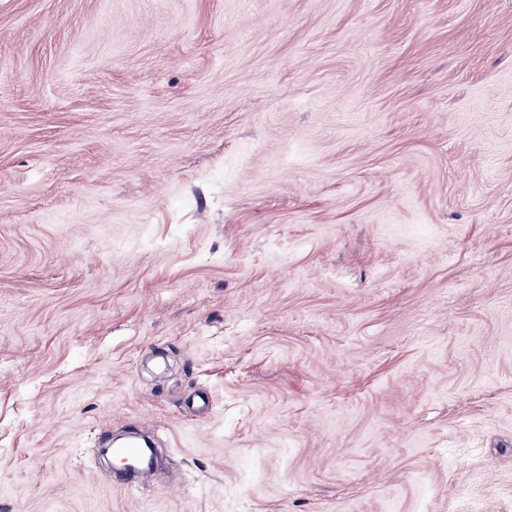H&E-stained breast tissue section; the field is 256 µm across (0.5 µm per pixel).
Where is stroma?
<instances>
[{
    "label": "stroma",
    "instance_id": "35a3bbf8",
    "mask_svg": "<svg viewBox=\"0 0 512 512\" xmlns=\"http://www.w3.org/2000/svg\"><path fill=\"white\" fill-rule=\"evenodd\" d=\"M470 495L512 512V0H0V512ZM112 456L124 461L134 462L142 460L134 468L124 466L113 472L112 482L121 485L127 489H134L136 482L133 477L139 472L149 468L153 461L154 448L148 442L140 440H128L119 442L115 448H111Z\"/></svg>",
    "mask_w": 512,
    "mask_h": 512
}]
</instances>
